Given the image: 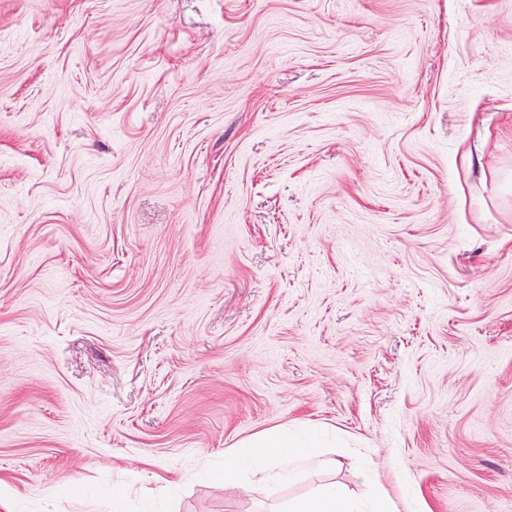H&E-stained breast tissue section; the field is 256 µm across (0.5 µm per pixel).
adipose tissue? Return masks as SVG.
Here are the masks:
<instances>
[{
  "instance_id": "ef3b65f1",
  "label": "adipose tissue",
  "mask_w": 512,
  "mask_h": 512,
  "mask_svg": "<svg viewBox=\"0 0 512 512\" xmlns=\"http://www.w3.org/2000/svg\"><path fill=\"white\" fill-rule=\"evenodd\" d=\"M322 445L319 433L309 428L292 432L273 430L238 443L224 458L225 474L253 473L264 482L282 483L294 478L300 464L315 462ZM290 512H398L384 486H376L371 497L353 498L341 485L327 483L309 497L295 501Z\"/></svg>"
}]
</instances>
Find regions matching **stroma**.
I'll use <instances>...</instances> for the list:
<instances>
[{"instance_id":"obj_1","label":"stroma","mask_w":512,"mask_h":512,"mask_svg":"<svg viewBox=\"0 0 512 512\" xmlns=\"http://www.w3.org/2000/svg\"><path fill=\"white\" fill-rule=\"evenodd\" d=\"M0 480L512 512V0H0ZM320 434L310 428L296 432L273 430L244 440L228 450L224 458V476L262 474L267 483L290 482L301 463L317 462L316 448H324ZM290 512H398L397 504L389 491L376 485L371 497L357 500L341 485L327 483L309 497L295 501Z\"/></svg>"}]
</instances>
